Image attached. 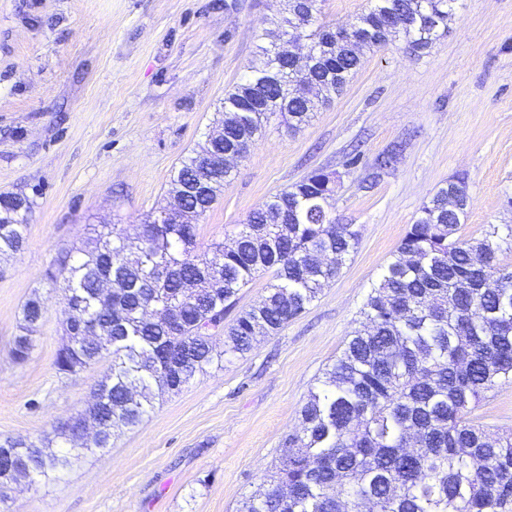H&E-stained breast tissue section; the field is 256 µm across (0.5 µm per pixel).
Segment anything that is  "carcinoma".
I'll return each mask as SVG.
<instances>
[{"mask_svg":"<svg viewBox=\"0 0 512 512\" xmlns=\"http://www.w3.org/2000/svg\"><path fill=\"white\" fill-rule=\"evenodd\" d=\"M319 0H288V15L263 34L255 61L224 95L214 128L171 178L182 202L161 207L132 229L94 224L83 245L55 257L45 273L61 289L70 316L69 346L55 367L77 375L112 358L98 401L72 416L103 425L76 445L66 423L37 441L0 440V461L20 466L31 483L72 469L84 452L108 448L154 408L153 387L178 392L216 359L251 352L278 333L341 272L360 240L338 224L335 186L318 169L268 196L237 225L235 245L198 247L197 225L231 176L227 156L246 153L273 117L295 132L315 102L341 96L362 64V50L403 41L424 53L445 33L459 0H371L348 25L353 43H328ZM311 53L289 55L288 34ZM399 149L378 156L373 177L391 170ZM450 179L420 208L392 260L368 292L344 347L312 388L300 427L288 435L269 488L240 512H512V432L494 437L471 418L487 393L512 383V224H490L480 238L457 235L471 204L448 207ZM32 202L0 193V258L20 253ZM336 264L320 266V252ZM273 271L259 302L224 326V313L256 275ZM48 298L34 293L21 308L11 350L18 363L36 347L33 328ZM170 312L147 321L144 307ZM224 350L215 349L216 339Z\"/></svg>","mask_w":512,"mask_h":512,"instance_id":"obj_1","label":"carcinoma"}]
</instances>
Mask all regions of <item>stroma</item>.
Masks as SVG:
<instances>
[{
    "label": "stroma",
    "instance_id": "35a3bbf8",
    "mask_svg": "<svg viewBox=\"0 0 512 512\" xmlns=\"http://www.w3.org/2000/svg\"><path fill=\"white\" fill-rule=\"evenodd\" d=\"M287 0H0V193L33 202L23 251L0 259V437L36 440L86 407L104 359L70 377L54 358L65 318L45 270L92 224H139L167 205L174 167L205 140ZM404 150L377 182L374 158ZM360 149L357 164L348 155ZM322 169L336 175L337 220L361 232L319 298L245 355L156 401L143 422L73 469L20 484L0 512H238L277 463L283 438L339 354L383 267L439 186L466 175L459 234L512 224V0H459L425 54L396 43L365 53L346 92L291 133L270 121L234 163L197 226L227 239L265 198ZM49 294L25 363L11 356L20 308ZM512 432V384L474 413Z\"/></svg>",
    "mask_w": 512,
    "mask_h": 512
}]
</instances>
